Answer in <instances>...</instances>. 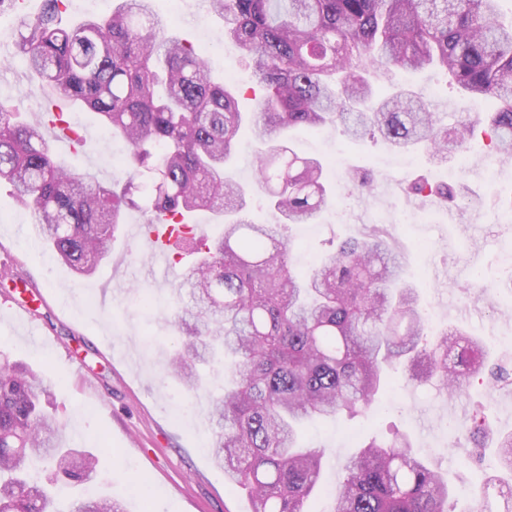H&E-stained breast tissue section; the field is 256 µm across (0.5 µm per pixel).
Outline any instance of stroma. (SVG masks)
<instances>
[{
    "instance_id": "35a3bbf8",
    "label": "stroma",
    "mask_w": 512,
    "mask_h": 512,
    "mask_svg": "<svg viewBox=\"0 0 512 512\" xmlns=\"http://www.w3.org/2000/svg\"><path fill=\"white\" fill-rule=\"evenodd\" d=\"M156 9L171 26L206 48V59L217 74H241L243 106L252 108L257 97L250 69L239 51L225 43L221 19L201 0H157ZM16 27V13L0 15V100L35 115L44 98L16 56ZM391 81L442 105L440 119L448 125L463 111L485 109L483 101L465 99L453 82L434 70L414 76L397 72ZM67 118L89 137L80 155L60 149L57 157L91 181H123L125 142L108 138L93 113L73 108ZM294 143L326 162L335 203L344 200L351 208L341 222L331 207L318 223L290 226L298 267L309 269L335 242L378 230L400 254L407 279L417 287L430 314L431 333L458 326L491 348H500L501 329L512 327V291L473 287L466 266L492 264L501 241L512 237V220L487 219L497 211L498 200L512 198V159L490 168L483 155L470 153L464 162L443 165L420 149L391 152L378 138L350 142L330 126L315 134L295 132ZM257 149L252 139H243L227 173L247 189L251 216L263 222L270 210L254 173ZM462 165L471 193L458 206L407 195L417 177L444 182ZM365 177L371 178L374 189L361 197L355 182ZM398 208L412 210L419 222L393 224ZM32 226L30 211L14 199L9 184L0 183V268L18 274L17 281L0 280V365L22 363L42 373L47 388L42 403L55 416L64 440L99 460L87 493L111 494L125 512H251L246 496L214 463L204 397L187 398L167 374V360L181 334L178 266H171L165 276L156 272L143 244L123 230L112 244L111 260L94 276L80 278L52 256ZM27 286L39 288L41 299L25 296ZM143 292L157 298L155 308L140 306ZM21 304L29 309L28 317L18 314ZM391 379L374 415L306 423V444L325 451L326 489L308 499L307 512H328L327 494L337 486L341 460L354 455L369 435H384L392 428L407 435L430 465L447 472L455 512H483V473L471 452L491 446L493 433L512 430V398L496 386L475 382L451 400L434 383L413 381L403 368L392 371ZM485 408L491 413V432L469 434L463 451L452 450L444 420L477 418Z\"/></svg>"
}]
</instances>
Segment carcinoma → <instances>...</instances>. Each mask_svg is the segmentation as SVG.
<instances>
[{
	"instance_id": "carcinoma-1",
	"label": "carcinoma",
	"mask_w": 512,
	"mask_h": 512,
	"mask_svg": "<svg viewBox=\"0 0 512 512\" xmlns=\"http://www.w3.org/2000/svg\"><path fill=\"white\" fill-rule=\"evenodd\" d=\"M68 2L45 0L22 17L15 45L45 96L91 111L126 141V178L93 184L63 167L44 123L0 102V182L31 209L53 255L84 277L131 212L146 224L224 216L222 234L182 273L195 306L170 373L192 393L201 369L220 365L231 387L206 409L217 466L251 512H305L324 452L300 446L303 421L368 413L383 374L400 364L454 394L483 374L485 356L466 332L429 337L401 258L379 236L344 240L309 274L296 273L281 229L316 221L330 189L322 163L291 148L290 133L336 125L352 140L378 133L446 162L471 150L482 125L485 160L511 158L512 23L500 20V0H210L262 90L260 110L247 113L235 83L167 34L154 0H120L109 15L74 24L63 22ZM433 67L493 108L448 126L414 91L378 90L395 69ZM244 128L263 146L258 180L271 224L249 220L244 189L224 178ZM44 391L31 368L0 367V512H52L48 484L30 476L35 460L75 486L96 472L90 451L63 443L40 405ZM496 455L481 493L498 490L512 512V432L498 435ZM451 497L448 480L393 431L344 463L331 512H450ZM70 512L124 510L110 496L77 495Z\"/></svg>"
}]
</instances>
